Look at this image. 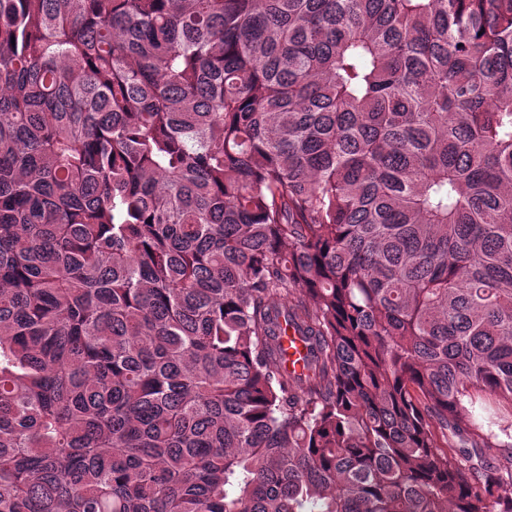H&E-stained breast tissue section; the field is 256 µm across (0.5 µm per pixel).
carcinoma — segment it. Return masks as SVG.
Masks as SVG:
<instances>
[{
  "instance_id": "cac0c4a2",
  "label": "carcinoma",
  "mask_w": 512,
  "mask_h": 512,
  "mask_svg": "<svg viewBox=\"0 0 512 512\" xmlns=\"http://www.w3.org/2000/svg\"><path fill=\"white\" fill-rule=\"evenodd\" d=\"M309 504L512 512V0H0V512Z\"/></svg>"
}]
</instances>
